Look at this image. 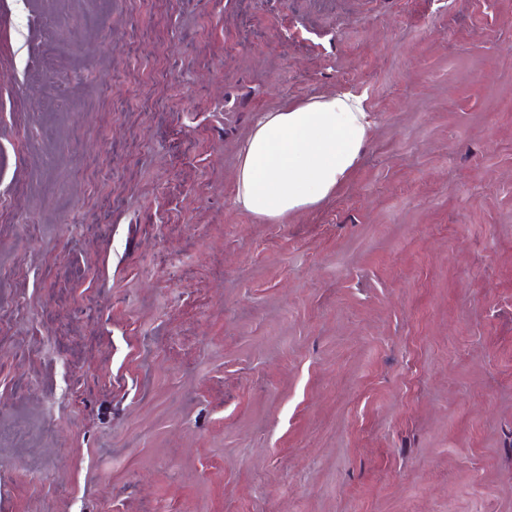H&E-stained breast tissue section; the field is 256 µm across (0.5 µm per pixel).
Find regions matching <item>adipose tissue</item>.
<instances>
[{
	"instance_id": "obj_1",
	"label": "adipose tissue",
	"mask_w": 512,
	"mask_h": 512,
	"mask_svg": "<svg viewBox=\"0 0 512 512\" xmlns=\"http://www.w3.org/2000/svg\"><path fill=\"white\" fill-rule=\"evenodd\" d=\"M372 126L363 96L346 89L261 113L240 151L234 205L280 222L327 201L352 179Z\"/></svg>"
}]
</instances>
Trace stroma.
Instances as JSON below:
<instances>
[{
    "label": "stroma",
    "mask_w": 512,
    "mask_h": 512,
    "mask_svg": "<svg viewBox=\"0 0 512 512\" xmlns=\"http://www.w3.org/2000/svg\"><path fill=\"white\" fill-rule=\"evenodd\" d=\"M339 88L350 182L234 208ZM0 512H512V0H0ZM372 126L363 96L346 89L262 112L240 151L233 204L282 222L327 201L352 179Z\"/></svg>",
    "instance_id": "obj_1"
}]
</instances>
